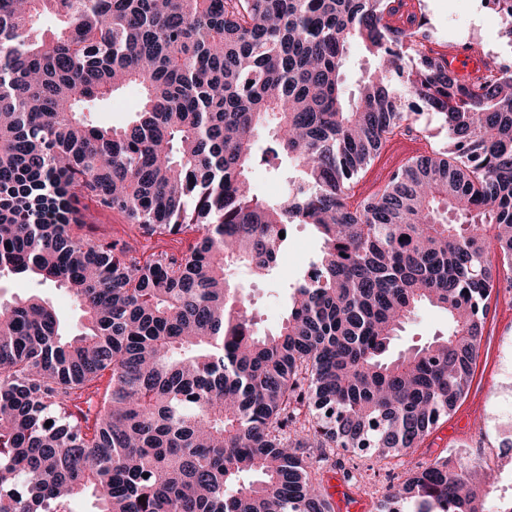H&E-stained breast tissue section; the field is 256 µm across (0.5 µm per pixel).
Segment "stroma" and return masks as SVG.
<instances>
[{
	"instance_id": "1",
	"label": "stroma",
	"mask_w": 512,
	"mask_h": 512,
	"mask_svg": "<svg viewBox=\"0 0 512 512\" xmlns=\"http://www.w3.org/2000/svg\"><path fill=\"white\" fill-rule=\"evenodd\" d=\"M429 27L433 31L432 49L441 53L454 41L458 22L471 21L474 41L482 46L487 58L512 64V25L488 0H424ZM322 240L312 226L288 227V246L282 253L274 277L256 279L239 272L238 281L245 288L250 309L262 331L275 330L281 322L288 301L290 284L305 273L319 254ZM38 295L60 312L69 331H76L82 312L66 289L52 284L39 285L30 280L0 283V297ZM512 337V316L493 311L485 324L484 339L467 397L428 437L422 448L404 457L402 462H376L375 459L335 449L330 454L325 478L344 472L356 475L354 493L367 505L366 512H377L390 486L403 482L408 469L430 463L443 452H451L469 466L495 469L492 450L499 444L497 433L488 426L487 416L495 407V391L500 382L504 342Z\"/></svg>"
}]
</instances>
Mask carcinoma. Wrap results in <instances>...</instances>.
I'll list each match as a JSON object with an SVG mask.
<instances>
[{"instance_id":"cac0c4a2","label":"carcinoma","mask_w":512,"mask_h":512,"mask_svg":"<svg viewBox=\"0 0 512 512\" xmlns=\"http://www.w3.org/2000/svg\"><path fill=\"white\" fill-rule=\"evenodd\" d=\"M392 3L0 0V279L63 286L86 320L68 337L44 299L0 301V512H335L323 449L406 456L466 397L488 239L512 268V69L463 83ZM353 43L376 65L347 100ZM397 82L450 148L354 204L411 119ZM127 87L132 119L98 121ZM284 164L287 193L258 196L251 170ZM82 199L144 243L75 232ZM291 224L323 247L262 336L230 270L270 277ZM423 305L448 333L392 353ZM491 491L445 454L381 512H488ZM385 154L386 152L381 151L359 174L354 187V193L359 201L371 195L379 186L384 184L388 176L383 177V175L390 174L385 171Z\"/></svg>"}]
</instances>
